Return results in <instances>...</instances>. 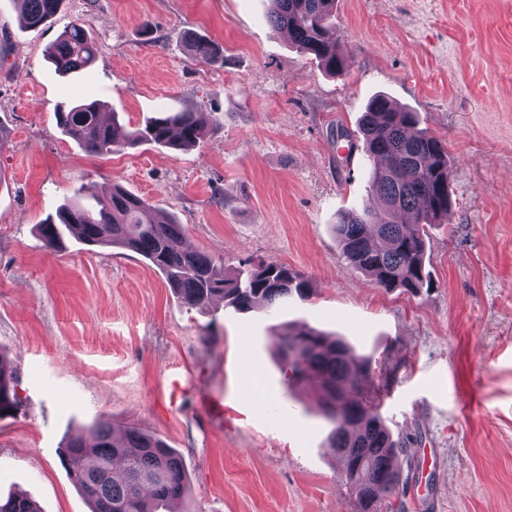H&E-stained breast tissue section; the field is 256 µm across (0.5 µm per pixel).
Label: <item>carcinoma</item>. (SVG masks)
I'll list each match as a JSON object with an SVG mask.
<instances>
[{
  "label": "carcinoma",
  "mask_w": 512,
  "mask_h": 512,
  "mask_svg": "<svg viewBox=\"0 0 512 512\" xmlns=\"http://www.w3.org/2000/svg\"><path fill=\"white\" fill-rule=\"evenodd\" d=\"M61 0H23V24L36 27L58 11ZM269 24L288 33L297 49L317 59L330 74L343 73L350 59L334 35L336 0H269ZM205 62L223 57L220 46L206 39L190 43ZM98 48L84 24L64 29L48 50L62 73L91 67ZM103 104L85 101L57 112L62 131L90 154H109L141 142L193 147L213 129L207 112H164L142 128L127 129L104 117ZM358 131L368 157L376 160L369 190L379 210L369 207L340 215L334 225L343 257L386 290L412 294L426 283V227L448 221V149L440 139L416 130V119L388 96L373 97ZM58 221L38 225L50 247L63 230L84 244L121 247L146 259L165 278L184 304L202 308L220 298L238 311L262 308L270 314L290 295L310 297L309 281L285 264L263 262L248 270L227 272L224 262L184 246L182 225L157 218L146 200L114 186L112 193L87 206H64ZM279 357L291 372L289 386L318 384L325 417L339 422L329 448L339 456L341 475L362 502V512H389L400 484L397 458L407 443L394 438L368 396L369 361L344 340L315 329L288 326L278 336ZM14 366L0 352V419L14 416L19 401ZM60 461L90 512H169L187 496L190 482L180 454L161 439L134 428L116 431L104 418L67 439ZM0 512H40L23 494L0 498Z\"/></svg>",
  "instance_id": "1"
}]
</instances>
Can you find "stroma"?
<instances>
[{
    "label": "stroma",
    "mask_w": 512,
    "mask_h": 512,
    "mask_svg": "<svg viewBox=\"0 0 512 512\" xmlns=\"http://www.w3.org/2000/svg\"><path fill=\"white\" fill-rule=\"evenodd\" d=\"M267 0H63L24 27L0 0V348L16 415L0 419V495L89 512L59 460L107 418L162 439L190 476L184 512H353L315 387L288 389L281 325L336 335L370 358L379 411L408 439L394 512H512V0H336L349 69L332 76L267 22ZM86 25L94 65L47 58ZM152 25L143 35V22ZM200 37L223 62L191 56ZM384 94L444 141L452 211L428 228L431 288L372 284L340 252L339 216L372 204L358 134ZM98 100L126 128L192 108L218 121L185 150L91 155L60 105ZM182 224L227 269L278 262L310 282L278 315L183 304L139 255L38 226L113 186ZM221 408H214V401Z\"/></svg>",
    "instance_id": "1"
}]
</instances>
